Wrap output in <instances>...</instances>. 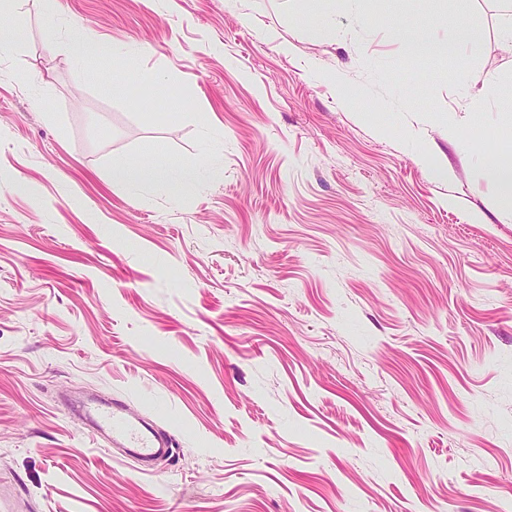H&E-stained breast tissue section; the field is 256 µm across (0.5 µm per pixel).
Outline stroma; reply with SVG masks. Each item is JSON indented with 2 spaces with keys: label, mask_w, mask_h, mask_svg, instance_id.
<instances>
[{
  "label": "stroma",
  "mask_w": 512,
  "mask_h": 512,
  "mask_svg": "<svg viewBox=\"0 0 512 512\" xmlns=\"http://www.w3.org/2000/svg\"><path fill=\"white\" fill-rule=\"evenodd\" d=\"M22 0L0 17V512H500L512 490V219L487 167L370 83L397 29L507 69L500 0ZM186 82L224 140L175 187L114 180L148 127L77 77L70 29ZM175 437L105 454L67 397ZM342 0H295L296 11L304 19L312 22L315 33L322 38H331L335 31L328 19L336 12V5Z\"/></svg>",
  "instance_id": "stroma-1"
}]
</instances>
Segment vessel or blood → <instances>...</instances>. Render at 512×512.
<instances>
[{
    "label": "vessel or blood",
    "mask_w": 512,
    "mask_h": 512,
    "mask_svg": "<svg viewBox=\"0 0 512 512\" xmlns=\"http://www.w3.org/2000/svg\"><path fill=\"white\" fill-rule=\"evenodd\" d=\"M82 410L94 434L103 436L116 448H131L145 459H158L168 452L169 442L156 434L152 426L134 417L119 401H87Z\"/></svg>",
    "instance_id": "vessel-or-blood-1"
}]
</instances>
